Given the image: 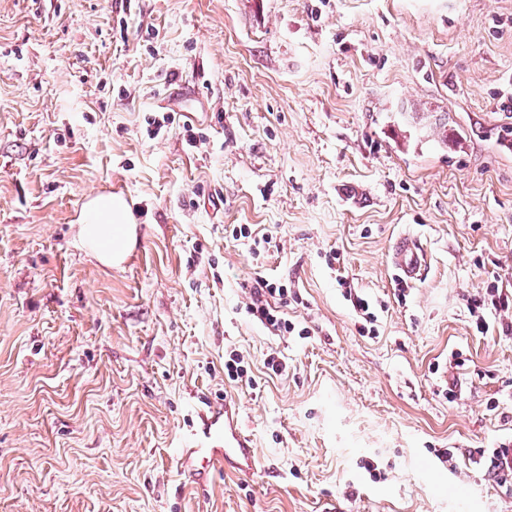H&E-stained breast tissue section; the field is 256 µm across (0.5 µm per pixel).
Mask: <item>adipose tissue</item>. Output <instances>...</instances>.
<instances>
[{"label": "adipose tissue", "mask_w": 512, "mask_h": 512, "mask_svg": "<svg viewBox=\"0 0 512 512\" xmlns=\"http://www.w3.org/2000/svg\"><path fill=\"white\" fill-rule=\"evenodd\" d=\"M132 233L130 210L124 199L98 196L84 204L79 237L103 264L116 266L125 259Z\"/></svg>", "instance_id": "1"}]
</instances>
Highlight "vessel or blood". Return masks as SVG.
<instances>
[{"mask_svg":"<svg viewBox=\"0 0 512 512\" xmlns=\"http://www.w3.org/2000/svg\"><path fill=\"white\" fill-rule=\"evenodd\" d=\"M389 262L396 282L413 284L426 264V254L416 236L399 233L393 241ZM199 427L192 430L187 448L181 451V470L199 486H206L214 474L222 472L250 473L257 452L244 430L235 401L223 405H207L199 410Z\"/></svg>","mask_w":512,"mask_h":512,"instance_id":"obj_1","label":"vessel or blood"}]
</instances>
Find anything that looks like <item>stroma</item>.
Returning <instances> with one entry per match:
<instances>
[{
  "mask_svg": "<svg viewBox=\"0 0 512 512\" xmlns=\"http://www.w3.org/2000/svg\"><path fill=\"white\" fill-rule=\"evenodd\" d=\"M108 194L135 224L112 267L78 242ZM402 231L427 256L404 288ZM260 276L308 337L246 314ZM491 284L512 0H0V512H512L476 462L512 447V311L481 335L468 310ZM227 395L257 467L194 487L180 450ZM426 254L416 236L400 232L393 241L389 262L396 282L411 285L419 280L426 265ZM346 297H349V301L356 311H359L362 315V318L366 322V324H362L359 327V332L361 335H375V322H377V316L374 312L370 311V304L368 300L360 297L357 293L355 295L352 294V289L346 291ZM367 324L370 326L368 327Z\"/></svg>",
  "mask_w": 512,
  "mask_h": 512,
  "instance_id": "35a3bbf8",
  "label": "stroma"
}]
</instances>
